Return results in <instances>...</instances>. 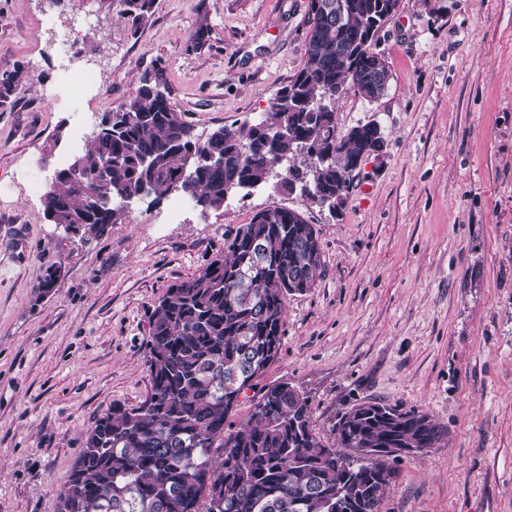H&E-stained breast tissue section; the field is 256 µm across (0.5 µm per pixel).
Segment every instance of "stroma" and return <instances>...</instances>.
Instances as JSON below:
<instances>
[{"instance_id":"35a3bbf8","label":"stroma","mask_w":512,"mask_h":512,"mask_svg":"<svg viewBox=\"0 0 512 512\" xmlns=\"http://www.w3.org/2000/svg\"><path fill=\"white\" fill-rule=\"evenodd\" d=\"M77 18L85 47L60 61ZM307 29L308 0H156L135 35L108 0H0V74L30 70L0 110V512H56L87 430L150 390L155 302L275 203L315 224L325 272L289 297L264 383L306 392L327 442L362 402L443 427L439 447L399 462L381 512H512V0H401L373 45L387 92L336 104L339 134L374 121L386 138L336 210L276 191V170L221 210L166 223L168 202L136 201L83 240L48 223L20 178L72 163L155 64L197 135L254 123L303 67ZM51 270L59 286L45 294Z\"/></svg>"}]
</instances>
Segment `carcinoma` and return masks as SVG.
Returning a JSON list of instances; mask_svg holds the SVG:
<instances>
[{
	"mask_svg": "<svg viewBox=\"0 0 512 512\" xmlns=\"http://www.w3.org/2000/svg\"><path fill=\"white\" fill-rule=\"evenodd\" d=\"M318 1L333 9L314 18L303 68L261 119L200 139L156 64L125 104L102 114L76 157L80 174L57 170L42 196L44 218L100 236L121 210L97 208V196L159 201L186 181L196 206L218 211L228 191L265 182L285 161L281 187L335 207L383 139L375 122L339 134L336 102L348 89L368 100L385 95L389 67L370 40L400 0H309V9ZM120 3L136 32L155 0ZM28 77L21 64L0 75V109ZM192 152L218 161L187 170ZM323 271L316 225L271 205L225 238L224 252L197 275L172 283L150 317V392L137 407L112 404L88 430L57 512H380L398 449L438 447L440 426L419 411L363 402L337 416L330 445L312 428L306 393L260 385L280 354L288 296L313 288ZM248 390L253 411L235 428L229 418Z\"/></svg>",
	"mask_w": 512,
	"mask_h": 512,
	"instance_id": "1",
	"label": "carcinoma"
}]
</instances>
